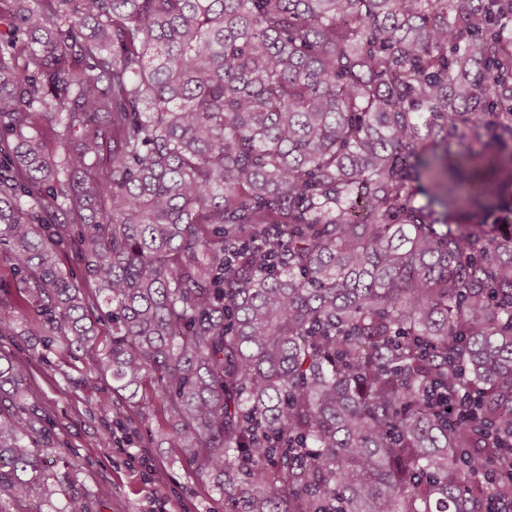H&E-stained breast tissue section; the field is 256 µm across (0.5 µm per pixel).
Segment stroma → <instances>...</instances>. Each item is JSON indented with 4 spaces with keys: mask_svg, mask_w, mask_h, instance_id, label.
<instances>
[{
    "mask_svg": "<svg viewBox=\"0 0 512 512\" xmlns=\"http://www.w3.org/2000/svg\"><path fill=\"white\" fill-rule=\"evenodd\" d=\"M0 351L34 356L29 400L52 408L57 449L42 455L46 474L67 479L83 495L87 512H225L224 497L203 481L177 449L158 443L165 423L149 407L128 413L119 426L99 398L111 382L90 371L81 356L47 345L39 318L25 314L15 332L0 337ZM166 468L164 483L152 473Z\"/></svg>",
    "mask_w": 512,
    "mask_h": 512,
    "instance_id": "obj_1",
    "label": "stroma"
}]
</instances>
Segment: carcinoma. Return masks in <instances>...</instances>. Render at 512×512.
<instances>
[{"label":"carcinoma","mask_w":512,"mask_h":512,"mask_svg":"<svg viewBox=\"0 0 512 512\" xmlns=\"http://www.w3.org/2000/svg\"><path fill=\"white\" fill-rule=\"evenodd\" d=\"M506 195L512 0H0V336L31 311L160 403L227 512L512 505ZM29 370L0 493L85 512ZM19 288H22L20 275L16 274L9 261L0 255V304L13 305Z\"/></svg>","instance_id":"obj_1"}]
</instances>
